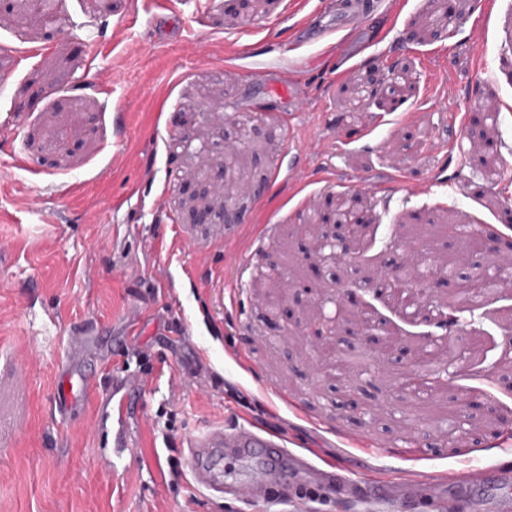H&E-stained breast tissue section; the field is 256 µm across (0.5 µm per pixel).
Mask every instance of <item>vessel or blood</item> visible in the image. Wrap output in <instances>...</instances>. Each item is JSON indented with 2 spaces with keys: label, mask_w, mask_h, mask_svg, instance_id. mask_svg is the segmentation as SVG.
Returning <instances> with one entry per match:
<instances>
[{
  "label": "vessel or blood",
  "mask_w": 512,
  "mask_h": 512,
  "mask_svg": "<svg viewBox=\"0 0 512 512\" xmlns=\"http://www.w3.org/2000/svg\"><path fill=\"white\" fill-rule=\"evenodd\" d=\"M366 22V16L359 15L319 24L310 27L305 37L321 40L331 51L338 32L361 29ZM91 337L86 330L70 333L56 405L61 415L69 416L95 404L94 428L110 427L112 454L118 457L132 448L128 430L139 406L128 378L116 379L111 389L102 387L100 367L87 364L85 345ZM186 445L195 486L214 498L245 501L274 496L292 501L315 491L328 498L382 505L387 512H447L452 501L460 512H512V495L504 491L512 484L511 459L425 482L395 473L353 474L338 463H315L256 425L210 427L189 436Z\"/></svg>",
  "instance_id": "1"
}]
</instances>
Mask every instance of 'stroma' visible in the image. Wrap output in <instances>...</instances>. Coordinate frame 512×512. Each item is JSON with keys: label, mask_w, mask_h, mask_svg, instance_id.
I'll list each match as a JSON object with an SVG mask.
<instances>
[{"label": "stroma", "mask_w": 512, "mask_h": 512, "mask_svg": "<svg viewBox=\"0 0 512 512\" xmlns=\"http://www.w3.org/2000/svg\"><path fill=\"white\" fill-rule=\"evenodd\" d=\"M325 2L159 15L150 0H61L55 26H0V512H280L192 482L185 436L247 420L355 472L432 480L500 455L512 288L453 314L456 283L437 276L413 323L380 276L408 247L512 255V188L487 174L492 159L512 166V0H382L341 77L303 38ZM447 14L453 37H430ZM298 53L307 104L286 133L289 105L262 73ZM371 67L392 72L409 120L360 96ZM473 94L485 106L458 129L448 116ZM240 106L267 118L242 125ZM202 165L222 187L181 194ZM344 201L367 223L354 261L319 246L320 215ZM207 206L219 222L193 223ZM228 224L242 227L230 242ZM452 224L493 234L468 245ZM85 321L102 325L108 373L139 377L133 450L109 473L90 416L56 406ZM429 339L455 365L480 346L482 374L417 403L400 383ZM365 440L387 457L362 453Z\"/></svg>", "instance_id": "stroma-1"}]
</instances>
